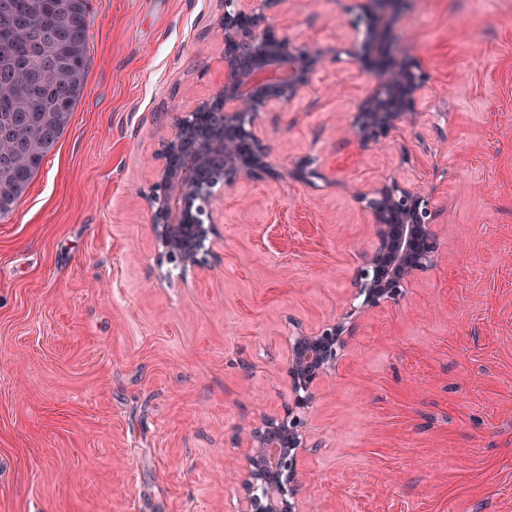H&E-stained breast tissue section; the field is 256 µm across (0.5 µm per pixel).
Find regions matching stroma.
I'll return each instance as SVG.
<instances>
[{
	"mask_svg": "<svg viewBox=\"0 0 512 512\" xmlns=\"http://www.w3.org/2000/svg\"><path fill=\"white\" fill-rule=\"evenodd\" d=\"M364 0L269 18L328 55L262 113L285 180L219 192L204 268L161 258L144 199L177 120L224 80V0H90L83 95L0 219V512H234L244 430L282 413L295 326L347 310L375 245L359 193L429 196L441 247L357 320L306 416L314 512H512V0L389 15L430 80L381 143L345 134L375 82L348 53ZM316 175L290 178L299 162Z\"/></svg>",
	"mask_w": 512,
	"mask_h": 512,
	"instance_id": "stroma-1",
	"label": "stroma"
}]
</instances>
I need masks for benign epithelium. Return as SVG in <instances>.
<instances>
[{"instance_id": "benign-epithelium-1", "label": "benign epithelium", "mask_w": 512, "mask_h": 512, "mask_svg": "<svg viewBox=\"0 0 512 512\" xmlns=\"http://www.w3.org/2000/svg\"><path fill=\"white\" fill-rule=\"evenodd\" d=\"M274 0H224L217 37L224 43V81L176 124L161 152V167L148 203L163 255L171 262L202 265L212 253L217 223L214 189H226L274 174L257 134L260 113L296 98L307 86L321 53L294 44L268 23L265 10ZM407 0H367L350 24L364 29L355 55L369 66L376 91L359 107L350 136L378 142L396 119L410 115L428 77L412 58L385 66L372 61L368 21L395 13ZM25 23L13 0H0V30ZM374 215L376 244L365 256L355 281L354 299L342 320L309 335L291 337L288 377L291 402L284 415L263 420L249 432L247 479L238 512H302L295 502L301 452L312 447L304 414L319 382L336 369L352 335L355 318L396 301L408 280L435 264L438 237L429 198L398 182L378 188L368 201ZM278 448L274 463L266 450Z\"/></svg>"}]
</instances>
